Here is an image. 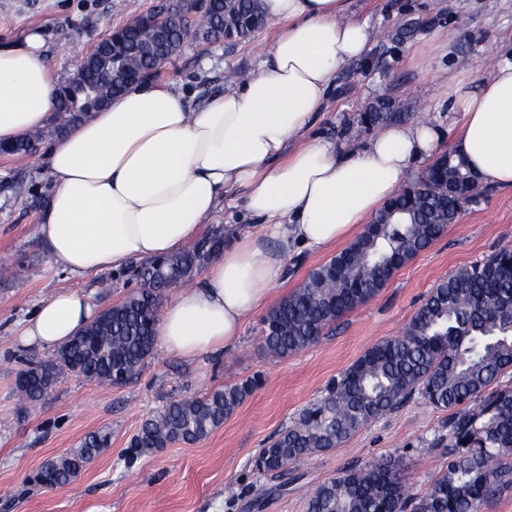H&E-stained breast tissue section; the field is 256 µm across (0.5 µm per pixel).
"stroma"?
<instances>
[{
	"instance_id": "obj_1",
	"label": "stroma",
	"mask_w": 512,
	"mask_h": 512,
	"mask_svg": "<svg viewBox=\"0 0 512 512\" xmlns=\"http://www.w3.org/2000/svg\"><path fill=\"white\" fill-rule=\"evenodd\" d=\"M0 7V38L44 26L50 66L58 80L72 77L77 61L112 28L146 13L156 0H9ZM348 16L367 22L373 42L363 58L342 64L328 102L313 120L312 137L362 144L372 137L361 115L378 99L391 100L408 122L444 129L451 150L461 128L449 111L445 84L462 75L479 82L512 45V0H345ZM275 28L232 44L185 46L163 70L161 82L203 103L223 92L228 72L256 70ZM24 182L26 199L12 186ZM53 190L42 155L0 156V267L23 266L14 279L0 276V512H306L314 490L352 467L399 458L410 493L423 494L445 461L442 440L448 412L412 394L397 408L354 433L342 447L289 464L280 475L255 470L261 448L374 343L402 335L432 288L458 268L512 247V189L483 185L457 220L430 247L397 270L378 295L327 328L309 347L275 359L264 352V312L250 315L231 349L184 358L156 347L141 372L123 385L73 373L59 379L39 406L24 404L16 377L45 351L17 336L35 307L61 288H76L98 310L136 290L135 266L94 277H75L53 258L36 226ZM334 250L297 248L284 257L279 300ZM259 378L236 413L206 438L175 442L136 454L131 438L149 417L176 399ZM106 428L111 447L72 483L48 489L34 476L43 463L79 447Z\"/></svg>"
}]
</instances>
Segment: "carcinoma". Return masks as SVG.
I'll use <instances>...</instances> for the list:
<instances>
[{
    "label": "carcinoma",
    "instance_id": "cac0c4a2",
    "mask_svg": "<svg viewBox=\"0 0 512 512\" xmlns=\"http://www.w3.org/2000/svg\"><path fill=\"white\" fill-rule=\"evenodd\" d=\"M162 8L169 22L164 42H155L146 14L116 27L80 58L74 76L59 88L51 126L0 147V155L33 153L46 138L109 103L130 75L163 70L191 39L232 43L264 25L259 0H213L209 17L190 33L183 31L182 0H166ZM114 55L120 58L116 67ZM404 120L406 114L387 100L370 106L362 122L380 126ZM479 186L462 159L453 154L435 159L398 190L352 244L312 269L272 307L264 319L266 353L283 358L307 348L346 312L375 297L397 269L443 234ZM223 250L224 229L216 228L188 250L143 263L137 270L140 288L102 311L50 357L18 373L20 400L37 405L65 373L111 385L138 375L153 353L166 293L189 283ZM510 369L512 248H502L441 280L403 335L368 348L317 403L261 449L255 466L278 473L291 462L338 448L417 391L435 407L452 410L444 449L448 463L428 489L410 494L400 460L389 457L318 486L307 512H479L481 503L512 488V387L493 388ZM254 388L247 380L174 400L142 423L131 447L146 451L202 440ZM111 444L106 428L88 433L79 448L49 463L40 484H69Z\"/></svg>",
    "mask_w": 512,
    "mask_h": 512
}]
</instances>
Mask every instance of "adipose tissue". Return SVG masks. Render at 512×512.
<instances>
[{"label": "adipose tissue", "instance_id": "adipose-tissue-1", "mask_svg": "<svg viewBox=\"0 0 512 512\" xmlns=\"http://www.w3.org/2000/svg\"><path fill=\"white\" fill-rule=\"evenodd\" d=\"M263 7L279 32L243 80L196 108L173 86L132 84L46 154L54 190L36 233L75 276L177 253L220 206L243 202L252 225L162 310L159 342L183 357L234 347L288 248L318 251L350 236L442 139L425 123L380 127L352 148L308 137L338 67L362 57L372 33L346 17L344 0ZM56 89L42 28L0 42V143L47 126ZM448 103L463 115L457 150L483 182L512 187V57L477 87L449 82ZM95 316L87 296L61 290L37 306L20 341L53 349Z\"/></svg>", "mask_w": 512, "mask_h": 512}]
</instances>
